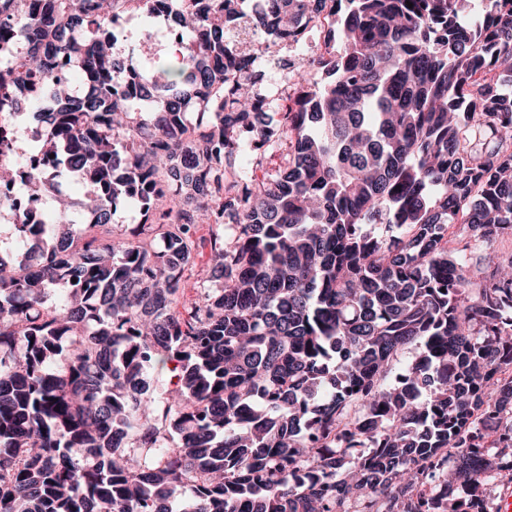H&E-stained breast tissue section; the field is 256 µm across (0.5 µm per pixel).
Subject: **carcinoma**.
<instances>
[{
  "label": "carcinoma",
  "instance_id": "carcinoma-1",
  "mask_svg": "<svg viewBox=\"0 0 512 512\" xmlns=\"http://www.w3.org/2000/svg\"><path fill=\"white\" fill-rule=\"evenodd\" d=\"M508 4L0 0V112L42 154L25 188L79 207L14 212L0 258V512L187 490V512H494L512 257L470 263L512 238ZM119 7L167 23L174 58L108 56ZM325 13L326 51L270 101L256 60ZM200 224L215 285L184 314Z\"/></svg>",
  "mask_w": 512,
  "mask_h": 512
}]
</instances>
